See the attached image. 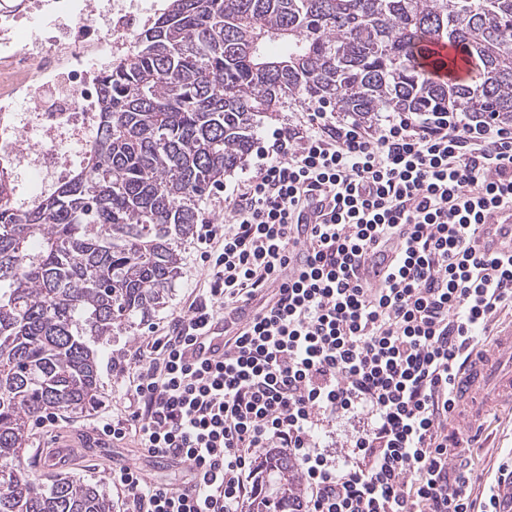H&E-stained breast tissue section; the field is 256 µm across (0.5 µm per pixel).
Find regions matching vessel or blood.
Instances as JSON below:
<instances>
[{
    "label": "vessel or blood",
    "mask_w": 512,
    "mask_h": 512,
    "mask_svg": "<svg viewBox=\"0 0 512 512\" xmlns=\"http://www.w3.org/2000/svg\"><path fill=\"white\" fill-rule=\"evenodd\" d=\"M459 48L445 43L430 46L426 68L437 78H447L448 60L460 56ZM479 245L485 251L512 247V208L489 211L481 229ZM252 315L251 308L239 311L234 322H218L193 346L195 357L209 358L223 351L227 334L235 333L237 323ZM455 394L466 404L473 417H481L488 409L512 404V327L499 334L493 344L474 352L455 381Z\"/></svg>",
    "instance_id": "b4317fda"
}]
</instances>
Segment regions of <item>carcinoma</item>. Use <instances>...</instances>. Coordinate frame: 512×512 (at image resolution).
<instances>
[{"mask_svg":"<svg viewBox=\"0 0 512 512\" xmlns=\"http://www.w3.org/2000/svg\"><path fill=\"white\" fill-rule=\"evenodd\" d=\"M461 48L470 80H433L423 45ZM84 164L27 205L0 161V512H111L95 487L23 464L30 422L75 418L99 358L167 304L203 201L252 153L260 120L328 101L512 121V0H164L100 80ZM249 512H288L297 467L260 464Z\"/></svg>","mask_w":512,"mask_h":512,"instance_id":"obj_1","label":"carcinoma"}]
</instances>
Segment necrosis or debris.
Returning a JSON list of instances; mask_svg holds the SVG:
<instances>
[{
  "label": "necrosis or debris",
  "mask_w": 512,
  "mask_h": 512,
  "mask_svg": "<svg viewBox=\"0 0 512 512\" xmlns=\"http://www.w3.org/2000/svg\"><path fill=\"white\" fill-rule=\"evenodd\" d=\"M147 0H0V157L31 194L64 181L96 121L104 61L126 54Z\"/></svg>",
  "instance_id": "obj_1"
}]
</instances>
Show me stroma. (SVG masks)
<instances>
[{"instance_id": "1", "label": "stroma", "mask_w": 512, "mask_h": 512, "mask_svg": "<svg viewBox=\"0 0 512 512\" xmlns=\"http://www.w3.org/2000/svg\"><path fill=\"white\" fill-rule=\"evenodd\" d=\"M202 277L197 242L191 239L184 245L181 275L166 306L150 317L148 324L117 337L112 345L111 357L103 358L101 373L104 395L101 403L78 419L62 414L40 418L31 430L42 470L63 473L97 485L111 499L112 512L123 510V504L109 478L113 465L121 463L138 467L149 479L168 484L180 483L182 468L147 457L142 449L129 445L122 448H86L62 463L52 461L48 451L59 440L74 438L80 433L93 430L101 417H114L123 412L124 400L121 391L128 382L126 369L132 366L139 353L145 351L153 325L164 323L183 312L186 302L192 298L196 283ZM483 427L482 437L472 450L476 465L481 469L491 466L512 449V415L504 410L490 411L483 419Z\"/></svg>"}]
</instances>
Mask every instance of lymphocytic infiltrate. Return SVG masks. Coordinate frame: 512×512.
I'll return each mask as SVG.
<instances>
[{
	"instance_id": "f902f5d3",
	"label": "lymphocytic infiltrate",
	"mask_w": 512,
	"mask_h": 512,
	"mask_svg": "<svg viewBox=\"0 0 512 512\" xmlns=\"http://www.w3.org/2000/svg\"><path fill=\"white\" fill-rule=\"evenodd\" d=\"M256 156L224 191L226 222L197 232L194 298L151 337L124 417L97 427L186 478L119 465L113 488L130 512H245L254 463L276 448L305 484L295 512H502L512 456L484 480L448 420L458 374L512 312V253L478 245L483 214L512 206V124L448 110L363 126L318 103ZM316 204L329 221L299 237L296 212ZM382 248L387 269L358 276ZM243 307L232 355L188 358Z\"/></svg>"
}]
</instances>
